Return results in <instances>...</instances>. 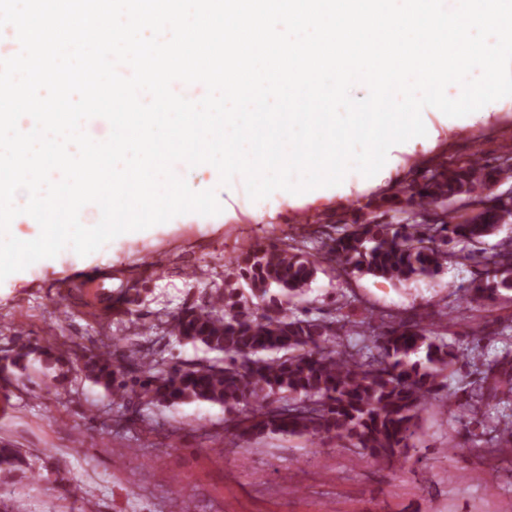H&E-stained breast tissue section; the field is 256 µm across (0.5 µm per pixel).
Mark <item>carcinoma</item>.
Returning a JSON list of instances; mask_svg holds the SVG:
<instances>
[{
    "mask_svg": "<svg viewBox=\"0 0 512 512\" xmlns=\"http://www.w3.org/2000/svg\"><path fill=\"white\" fill-rule=\"evenodd\" d=\"M512 181V151L497 165L467 159L430 170L409 186L407 205L420 214L440 207L448 219L390 224L354 220L336 229L311 253L287 244L258 245L224 265V287L202 305L183 307L167 322L169 336L201 346L206 361L161 363L134 351L128 365L108 348L81 357L52 347L13 350L10 367L28 369L34 358L59 370H77L125 406L171 407L206 402L233 414L224 440L237 447L269 435L334 441L375 461L393 465L419 437L422 414L444 404L448 372L460 348L446 341L426 313L381 324L370 344L355 347L343 336L356 322L343 315L313 317L308 292L320 255L345 276L368 274L396 283L439 274L462 246L486 271L468 289L470 303L494 301L512 289V244L491 252L485 239L512 224V209L475 210L470 201L494 184ZM479 378L450 394V410L480 423L475 405L497 408L512 394V352L482 363ZM480 452L512 445V419L473 433ZM30 471L20 449L0 441V475Z\"/></svg>",
    "mask_w": 512,
    "mask_h": 512,
    "instance_id": "obj_1",
    "label": "carcinoma"
}]
</instances>
